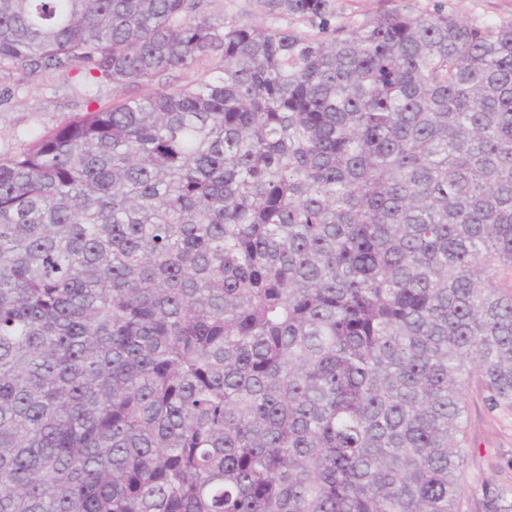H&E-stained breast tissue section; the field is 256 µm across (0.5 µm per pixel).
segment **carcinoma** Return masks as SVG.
Here are the masks:
<instances>
[{"label":"carcinoma","instance_id":"carcinoma-1","mask_svg":"<svg viewBox=\"0 0 512 512\" xmlns=\"http://www.w3.org/2000/svg\"><path fill=\"white\" fill-rule=\"evenodd\" d=\"M0 0V72L151 88L0 156V512H464L512 407V24ZM465 382V512H488V499L512 503V408L494 407L475 378Z\"/></svg>","mask_w":512,"mask_h":512}]
</instances>
